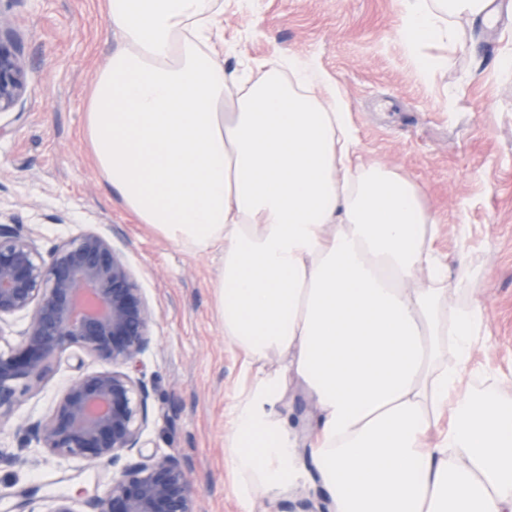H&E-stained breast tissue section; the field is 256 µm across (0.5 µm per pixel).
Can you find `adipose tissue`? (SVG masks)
Wrapping results in <instances>:
<instances>
[{"instance_id":"1","label":"adipose tissue","mask_w":512,"mask_h":512,"mask_svg":"<svg viewBox=\"0 0 512 512\" xmlns=\"http://www.w3.org/2000/svg\"><path fill=\"white\" fill-rule=\"evenodd\" d=\"M491 0H402L422 75L465 49ZM219 0H105L114 38L83 136L124 208L176 246L217 251L224 337L245 358L227 457L238 495L288 489L292 384L319 409L309 452L330 512H512V408L461 393L484 308L452 304L467 254L434 247L438 213L363 160L337 86L312 60L226 70ZM423 287H414L417 278ZM283 365L265 370L270 357ZM438 441L427 445L429 432Z\"/></svg>"}]
</instances>
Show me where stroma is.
I'll list each match as a JSON object with an SVG mask.
<instances>
[{
	"instance_id": "obj_1",
	"label": "stroma",
	"mask_w": 512,
	"mask_h": 512,
	"mask_svg": "<svg viewBox=\"0 0 512 512\" xmlns=\"http://www.w3.org/2000/svg\"><path fill=\"white\" fill-rule=\"evenodd\" d=\"M224 65L280 55L315 60L339 88L365 159L412 180L441 217L438 251L467 252V292L486 315L462 388L494 383L512 405V79L497 69L512 48V11L495 29L464 24L467 49L425 80L397 38L400 0H222ZM26 66V90L0 115V221L54 244L86 230L109 236L155 313L152 346L130 372L150 390L143 438L149 451L187 466L196 512H329L315 472L276 500L242 502L225 453L229 412L244 357L224 338L215 286L220 253H192L137 223L94 171L82 140L85 101L111 39L100 0H0ZM459 90L449 102L450 90ZM63 356L0 431V512H20L19 493L92 495L111 477L24 446L74 372ZM301 443L318 422L313 398L288 390Z\"/></svg>"
}]
</instances>
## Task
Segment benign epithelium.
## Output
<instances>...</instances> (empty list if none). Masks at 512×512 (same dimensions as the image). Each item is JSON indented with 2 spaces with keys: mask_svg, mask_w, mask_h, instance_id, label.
<instances>
[{
  "mask_svg": "<svg viewBox=\"0 0 512 512\" xmlns=\"http://www.w3.org/2000/svg\"><path fill=\"white\" fill-rule=\"evenodd\" d=\"M25 66L0 29V112L25 88ZM37 231L0 224V323L23 315L17 346L0 347V426L72 349L101 368L77 373L50 411L26 427V447L116 472L88 500L25 496L27 512H195L189 474L174 454L142 453L149 419L146 383L122 370L152 345L154 313L112 239L88 230L42 252ZM127 463L120 464L121 460Z\"/></svg>",
  "mask_w": 512,
  "mask_h": 512,
  "instance_id": "7a95c632",
  "label": "benign epithelium"
}]
</instances>
